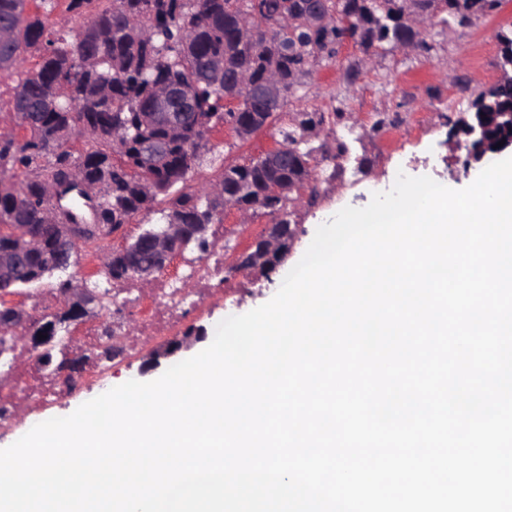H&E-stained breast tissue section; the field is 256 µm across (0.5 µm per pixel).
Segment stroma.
<instances>
[{
  "label": "stroma",
  "instance_id": "stroma-1",
  "mask_svg": "<svg viewBox=\"0 0 512 512\" xmlns=\"http://www.w3.org/2000/svg\"><path fill=\"white\" fill-rule=\"evenodd\" d=\"M510 27L512 0H501L497 9L475 17L468 27L427 28L425 39L430 49L426 52L392 48L367 55L357 45H343L336 57L315 61L300 78L288 95L277 125L246 138L238 136L228 125H217L209 136L210 159L198 169L195 181L200 184L218 179L225 168L249 163L273 150L278 145V127L293 123L299 113H324V122L309 136L316 147H335L336 124L355 127L359 139L349 149L365 161L364 181L355 185L338 178L319 184V194L314 199L308 191L297 192L288 204L289 220L296 229L287 261L291 267L303 257L326 215L336 214L347 206H367L371 201L369 187L384 182L401 161L415 159L413 176H428L453 189L465 188L494 158L489 155L484 162L468 163L467 149L452 135L450 120L459 113L458 106L452 103L457 95L452 80L465 78L475 91L501 81L507 67L496 33ZM338 112L343 115L339 121L334 118ZM393 120L401 123L398 136L374 128L375 122ZM283 279L280 273L269 280L258 273L250 274L252 290L238 295L234 304L228 306L218 301L193 313L188 322L205 328V339H185L182 349L175 357L162 360L159 370L207 348L221 320L268 302ZM142 362L143 357L138 354L114 366L105 387L95 386L58 400L43 412V419L70 415L83 403L101 395L103 388L111 389L131 379H157L159 371L141 373Z\"/></svg>",
  "mask_w": 512,
  "mask_h": 512
}]
</instances>
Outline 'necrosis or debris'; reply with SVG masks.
I'll return each mask as SVG.
<instances>
[{
    "label": "necrosis or debris",
    "instance_id": "4bbe7bcc",
    "mask_svg": "<svg viewBox=\"0 0 512 512\" xmlns=\"http://www.w3.org/2000/svg\"><path fill=\"white\" fill-rule=\"evenodd\" d=\"M244 289L224 265V227L214 225L204 254L176 260L173 269L157 277L149 290L113 287L111 316L104 321H85L76 329L78 345L90 355L92 378L101 380L109 374L108 366L93 356L103 342H111L116 355L135 354L177 335L187 315L203 309L216 293L232 298ZM70 392L53 373L36 363L21 362L8 380H0V428L18 404L37 412Z\"/></svg>",
    "mask_w": 512,
    "mask_h": 512
}]
</instances>
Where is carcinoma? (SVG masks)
<instances>
[{"label": "carcinoma", "mask_w": 512, "mask_h": 512, "mask_svg": "<svg viewBox=\"0 0 512 512\" xmlns=\"http://www.w3.org/2000/svg\"><path fill=\"white\" fill-rule=\"evenodd\" d=\"M56 0H0V74L14 79L9 105L19 140L0 144V248L11 242L14 224H49L56 209L46 196L49 182L72 170L92 187L95 222L112 231L137 216L158 215L159 224L223 221L225 204L244 202L287 224L289 194L300 187L317 196L316 148L305 132L324 121L322 112H301L280 131L273 152L229 167L212 184H191L207 151L209 135L228 124L241 137L279 115L301 69L332 58L350 40L366 52L409 42L425 50L419 32L401 21L403 12L443 29L465 27L501 0H327L329 9L355 14L349 27L313 32L306 25V0H68L78 23L75 34L54 28ZM40 61L27 67L32 52ZM246 72L256 85L277 75L280 99L247 98L235 88ZM195 91V107L180 132L169 133L148 119L157 91L168 82ZM459 90L469 86L458 81ZM512 111V76L469 93L453 125L483 112ZM83 143L72 149V141ZM214 192L208 197L206 193ZM51 248L26 261L21 284L51 272Z\"/></svg>", "instance_id": "obj_1"}]
</instances>
